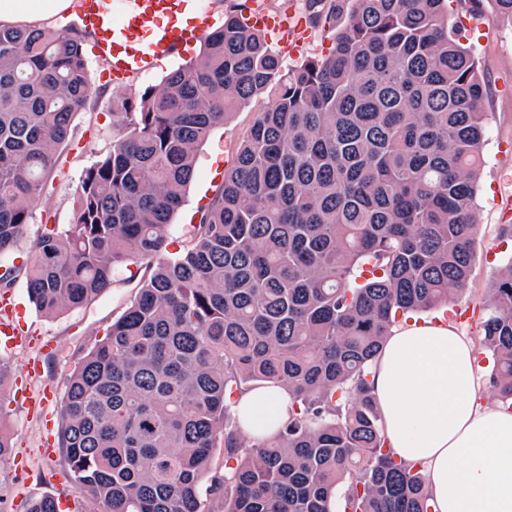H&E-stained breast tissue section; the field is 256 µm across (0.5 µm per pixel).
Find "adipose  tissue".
<instances>
[{"label": "adipose tissue", "instance_id": "ef3b65f1", "mask_svg": "<svg viewBox=\"0 0 512 512\" xmlns=\"http://www.w3.org/2000/svg\"><path fill=\"white\" fill-rule=\"evenodd\" d=\"M77 0H0V24L41 29ZM382 433L391 451L421 463L437 512H512V412L480 404L475 342L424 320L393 327L372 368ZM244 434L274 437L292 414L287 388L240 395Z\"/></svg>", "mask_w": 512, "mask_h": 512}]
</instances>
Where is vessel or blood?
<instances>
[{
    "label": "vessel or blood",
    "mask_w": 512,
    "mask_h": 512,
    "mask_svg": "<svg viewBox=\"0 0 512 512\" xmlns=\"http://www.w3.org/2000/svg\"><path fill=\"white\" fill-rule=\"evenodd\" d=\"M191 5L192 0H133L130 10L116 16L106 11L102 0H81L79 25L93 36L94 55L106 80L119 84L207 33L212 26L208 16L178 23V16L185 15ZM249 24L267 31L288 30L290 54H297L302 47L301 29H289L281 16L256 12Z\"/></svg>",
    "instance_id": "b4317fda"
}]
</instances>
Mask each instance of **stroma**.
<instances>
[{
    "label": "stroma",
    "mask_w": 512,
    "mask_h": 512,
    "mask_svg": "<svg viewBox=\"0 0 512 512\" xmlns=\"http://www.w3.org/2000/svg\"><path fill=\"white\" fill-rule=\"evenodd\" d=\"M448 10L451 22H463L466 28L462 43L478 60L487 90L483 107L488 122L474 208L475 221L482 230L474 247L471 281L457 300L458 306L473 313L459 329L473 337L490 282L500 267L512 261V20L496 13L490 0H451ZM200 50V45H193L156 63L147 73L132 75L121 87L101 85L100 65L95 57H88L97 94L89 108L74 117V134L60 155L57 171L42 199L32 207L27 240L37 238L45 226L71 222L73 197L85 170L112 143L113 98L134 88L160 84L169 71L198 56ZM271 102L266 94L255 97L216 126L199 147L195 178L172 224L171 235L179 242L192 239L199 210L221 186L225 170L233 163L237 142L257 113ZM127 275L125 266H117L113 287L82 307L54 316L44 315L29 302L24 281L0 289V299L9 298L16 308L10 315L0 312V323H22L28 334L23 346L0 348V364L10 379L9 384L0 386V425L13 443L12 456L0 463V502L5 512H25L30 499L44 495L71 501L76 512H106L101 502L74 485L57 431L70 372L136 294L126 281ZM47 340L54 342V354H44L42 344ZM33 359L42 360L44 370L40 375L24 377L23 369ZM17 380L26 387L27 399L13 397L10 384Z\"/></svg>",
    "instance_id": "35a3bbf8"
}]
</instances>
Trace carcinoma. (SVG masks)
Listing matches in <instances>:
<instances>
[{"mask_svg":"<svg viewBox=\"0 0 512 512\" xmlns=\"http://www.w3.org/2000/svg\"><path fill=\"white\" fill-rule=\"evenodd\" d=\"M201 56L112 102V146L72 221L13 254L73 118L93 94L87 32L0 27V285L45 315L79 308L132 261L137 293L80 359L61 403L77 488L108 512H434L424 467L381 433L370 374L398 323L468 285L485 84L446 0H307L329 51L285 71L244 0ZM347 14L346 22L336 19ZM271 89L187 245L169 235L196 153ZM512 409V262L479 323ZM293 402L272 439L236 399ZM267 383L252 388L240 395L235 412L241 430L252 438H272L293 413L292 400L285 387ZM262 386V387H261Z\"/></svg>","mask_w":512,"mask_h":512,"instance_id":"obj_1","label":"carcinoma"}]
</instances>
